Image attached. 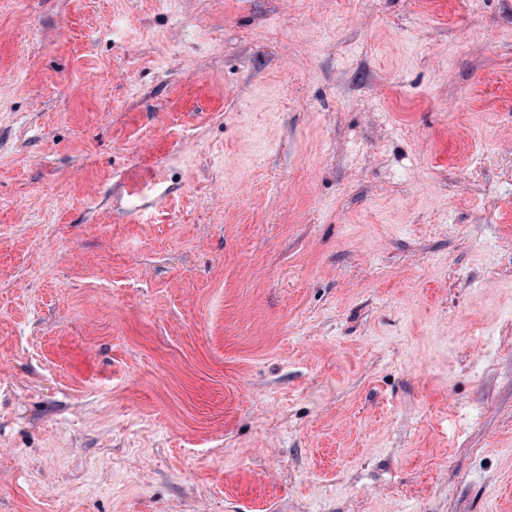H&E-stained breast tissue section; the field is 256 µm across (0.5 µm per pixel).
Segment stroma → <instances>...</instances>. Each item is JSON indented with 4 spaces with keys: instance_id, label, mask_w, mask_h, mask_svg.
I'll use <instances>...</instances> for the list:
<instances>
[{
    "instance_id": "35a3bbf8",
    "label": "stroma",
    "mask_w": 512,
    "mask_h": 512,
    "mask_svg": "<svg viewBox=\"0 0 512 512\" xmlns=\"http://www.w3.org/2000/svg\"><path fill=\"white\" fill-rule=\"evenodd\" d=\"M0 512H512V0H0Z\"/></svg>"
}]
</instances>
